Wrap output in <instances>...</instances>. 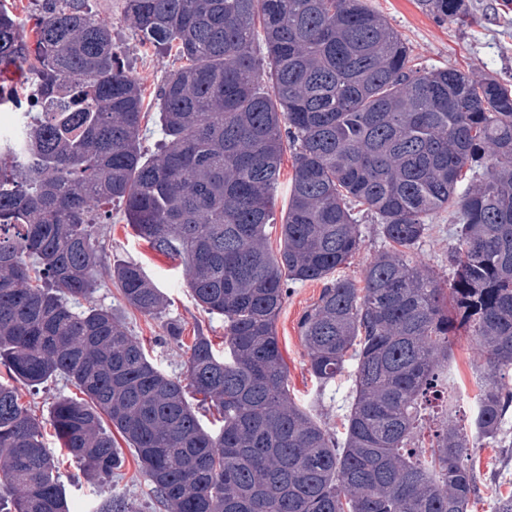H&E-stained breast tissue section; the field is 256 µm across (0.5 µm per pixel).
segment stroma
<instances>
[{
  "label": "stroma",
  "instance_id": "35a3bbf8",
  "mask_svg": "<svg viewBox=\"0 0 512 512\" xmlns=\"http://www.w3.org/2000/svg\"><path fill=\"white\" fill-rule=\"evenodd\" d=\"M366 3L406 39L414 62L421 69L455 68L512 83V0H465L474 16L473 23L466 27L438 20L419 0H366ZM87 5L96 17L111 23L115 49L143 90L146 115L142 122V145L146 152H153L161 138L156 95L167 76L180 68L182 62L174 55L156 53L139 42L125 19L126 0H87ZM104 209L106 219L96 227L103 267L109 269L128 261L140 263L165 294L168 308L159 317L141 314L124 302L119 284L107 275L101 276L94 301L117 313L131 334L161 360L168 374H181L186 347L194 336L204 334L214 342H221L224 321L196 306L181 268L136 237L121 204L111 202ZM433 225L412 258L444 274L448 271V249L453 242L448 234L447 213L434 217ZM321 289L318 282L290 285L276 321V331L288 367L290 394L323 425L337 431L350 401L352 377L346 372L336 383L319 386L308 371V358L298 328L302 313L317 300ZM170 320L178 321L182 327L181 343L164 339L166 323ZM479 365L471 338L458 333L450 362L451 393L458 418L466 420L472 415ZM18 394L23 403L31 405L36 415L47 422L55 401L76 396L77 390L70 382L60 379L37 388L19 386ZM469 454L480 489L473 512H493L497 495L512 492V448L480 443L471 447Z\"/></svg>",
  "mask_w": 512,
  "mask_h": 512
}]
</instances>
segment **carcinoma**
I'll return each instance as SVG.
<instances>
[{
    "instance_id": "cac0c4a2",
    "label": "carcinoma",
    "mask_w": 512,
    "mask_h": 512,
    "mask_svg": "<svg viewBox=\"0 0 512 512\" xmlns=\"http://www.w3.org/2000/svg\"><path fill=\"white\" fill-rule=\"evenodd\" d=\"M49 2L31 40L0 0V75H36L0 85V104L41 107L0 143V364L23 385L61 376L79 390L51 425L97 485L93 512H143L118 489L115 433L164 512H470L471 440L503 442L512 417V84L415 68L365 0H127L141 44L186 61L158 91L148 156L112 25L84 0ZM421 2L467 24L464 0ZM285 138L295 164L274 255ZM111 201L224 318L223 350L194 337L182 378L93 301L92 206ZM360 208L385 241L361 286L340 275L363 246ZM440 211L455 224L446 278L409 259ZM112 276L142 314L165 310L138 263ZM289 281L323 283L299 321L311 376L325 387L354 365L340 439L288 393L275 324ZM461 330L482 361L466 427L444 397ZM43 429L1 383L0 512H70Z\"/></svg>"
}]
</instances>
